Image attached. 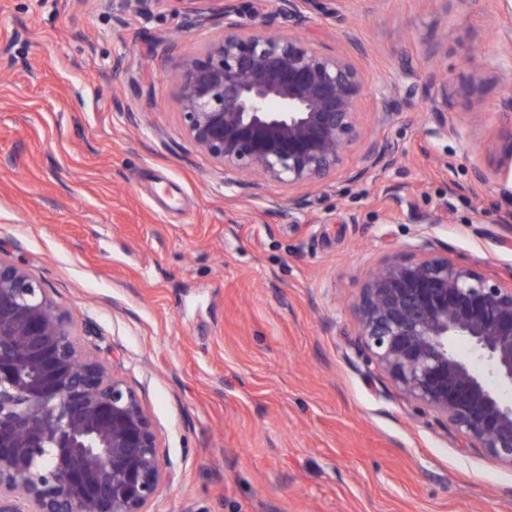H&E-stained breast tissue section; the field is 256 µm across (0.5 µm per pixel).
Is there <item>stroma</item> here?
Masks as SVG:
<instances>
[{
	"mask_svg": "<svg viewBox=\"0 0 512 512\" xmlns=\"http://www.w3.org/2000/svg\"><path fill=\"white\" fill-rule=\"evenodd\" d=\"M332 7L294 26L339 50L356 31L368 89L403 88L385 135L405 156L355 181L353 146L334 189L304 188L285 217L185 133L172 75L219 26L184 31L183 0L121 17L110 0H0V256L139 395L174 474L150 512H512V469L461 451L354 350L360 288L424 255L421 215L449 259L512 282V184L469 191L512 136V0ZM438 73L450 132L427 138Z\"/></svg>",
	"mask_w": 512,
	"mask_h": 512,
	"instance_id": "1",
	"label": "stroma"
}]
</instances>
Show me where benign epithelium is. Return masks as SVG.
Wrapping results in <instances>:
<instances>
[{
	"label": "benign epithelium",
	"instance_id": "7a95c632",
	"mask_svg": "<svg viewBox=\"0 0 512 512\" xmlns=\"http://www.w3.org/2000/svg\"><path fill=\"white\" fill-rule=\"evenodd\" d=\"M151 0H112L144 11ZM187 29L224 20L183 58L174 81L190 141L278 213L268 185L327 187L351 147L353 178L390 168L403 148L360 122L368 95L355 55L294 27L257 28L242 0H185ZM315 0H269L268 15L301 18ZM397 88L378 90V123L393 124ZM358 351L402 394L449 425L463 449L512 469V283L490 281L432 249L394 257L364 281ZM464 340L461 355L453 342ZM167 473L138 394L84 352L43 285L0 256V512H149Z\"/></svg>",
	"mask_w": 512,
	"mask_h": 512
}]
</instances>
